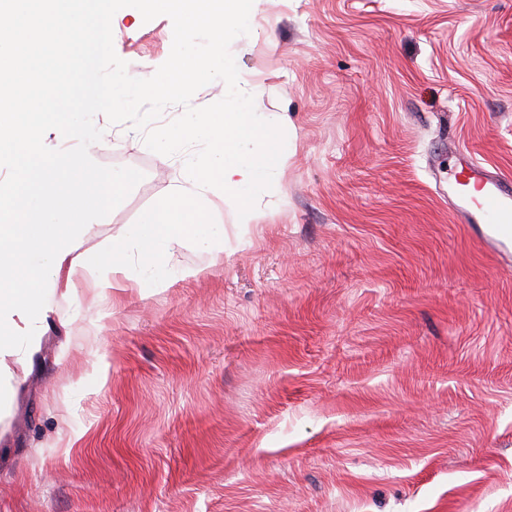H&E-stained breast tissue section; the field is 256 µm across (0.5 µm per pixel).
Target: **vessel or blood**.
Here are the masks:
<instances>
[{"label": "vessel or blood", "mask_w": 512, "mask_h": 512, "mask_svg": "<svg viewBox=\"0 0 512 512\" xmlns=\"http://www.w3.org/2000/svg\"><path fill=\"white\" fill-rule=\"evenodd\" d=\"M448 195L467 223L486 226L500 244L512 242V181L469 160L449 181Z\"/></svg>", "instance_id": "obj_1"}]
</instances>
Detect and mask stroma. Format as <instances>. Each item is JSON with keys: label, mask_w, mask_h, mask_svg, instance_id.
Segmentation results:
<instances>
[{"label": "stroma", "mask_w": 512, "mask_h": 512, "mask_svg": "<svg viewBox=\"0 0 512 512\" xmlns=\"http://www.w3.org/2000/svg\"><path fill=\"white\" fill-rule=\"evenodd\" d=\"M230 50L287 167L252 223L183 242L167 284L49 283L0 411V512H512V251L455 221L448 176L512 179V0H257ZM128 73L173 24L112 20ZM144 174L91 257L186 153L94 118Z\"/></svg>", "instance_id": "stroma-1"}]
</instances>
